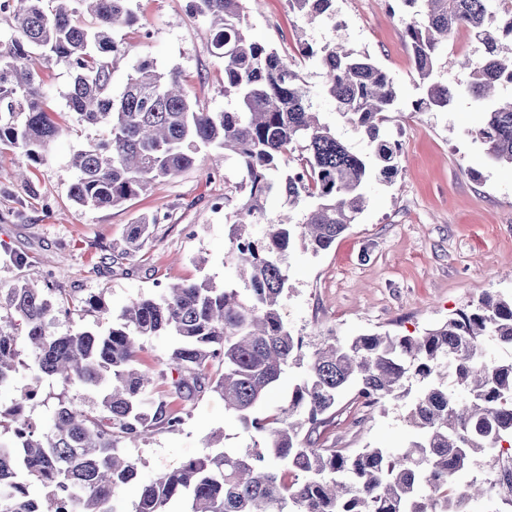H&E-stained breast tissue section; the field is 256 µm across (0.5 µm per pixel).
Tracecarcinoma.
<instances>
[{
	"label": "carcinoma",
	"instance_id": "cac0c4a2",
	"mask_svg": "<svg viewBox=\"0 0 512 512\" xmlns=\"http://www.w3.org/2000/svg\"><path fill=\"white\" fill-rule=\"evenodd\" d=\"M130 0H0L15 33L0 39V144L19 149L21 166L42 158L61 133L49 111L38 68L64 66L73 76L68 107L78 122L106 128V137L73 154L69 187L81 208L115 206L147 192L157 181L191 168L199 145L224 149L242 170L247 191L231 224V258L245 291L207 283L172 285L124 307L104 332L81 328L57 333L69 314L66 289L53 274L44 286L18 281L0 291V389L28 374L33 380L77 383L97 394L100 408L86 411L65 392L54 396L46 428L23 432L18 408L27 394L0 403V512H117L125 486L138 480L130 446L154 429L180 431L183 407L213 392L244 429L257 434L244 450H210L140 484L131 512H478L496 498L512 512V359L487 355V339L512 348V296L486 293L421 336L389 333L327 336L304 350L281 312L288 291L282 264L295 238L314 251L329 249L361 213L373 178L398 172L401 144L381 135L396 111L393 79L371 56L339 42L320 50L324 92L336 119L367 138L362 153L321 118L299 75L276 49L252 39L242 0H192L209 21L212 46L224 59V96L236 106L195 109L178 72L158 71L148 60L131 66L119 93L114 73L130 50L112 37L138 17ZM333 0H289L313 21L339 27ZM406 23L415 72L427 84L421 108H446L462 93L483 105L485 121L472 131L488 158L512 166V100L492 91L512 85V0H396ZM464 28L483 46L466 59L464 86L432 80L448 36ZM306 154L285 179L293 147ZM272 193L313 200L303 222L288 215L256 230ZM129 225L123 259L140 246L150 224ZM174 338L168 370L140 367L139 340ZM297 368L301 374L277 412L261 415L271 389ZM421 390L409 412L415 437L401 448H361L351 454L322 448L313 434L348 393L381 407L405 396L407 373ZM37 486L43 495L31 493ZM429 489L430 495L423 493Z\"/></svg>",
	"mask_w": 512,
	"mask_h": 512
}]
</instances>
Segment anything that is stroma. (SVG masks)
I'll use <instances>...</instances> for the list:
<instances>
[{
    "label": "stroma",
    "instance_id": "stroma-1",
    "mask_svg": "<svg viewBox=\"0 0 512 512\" xmlns=\"http://www.w3.org/2000/svg\"><path fill=\"white\" fill-rule=\"evenodd\" d=\"M189 0H132L140 21L115 30L132 59H148L162 71H178L190 99L211 112L223 110L224 61L212 46L209 23L192 14ZM394 0H335L340 28L303 21L288 0H243L251 38L276 48L307 84L314 108L334 122L355 150L367 142L336 120L323 92L322 67L300 54L344 42L386 69L398 90L397 117L385 122L384 136L402 145L399 172L391 182L371 181L367 202L349 230L331 248L313 252L290 247L283 272L291 287L282 314L296 334L316 343L322 336L390 332L422 335L456 311L477 304L486 292L512 293V166L487 158L471 132L484 116L467 95L445 109L414 110L423 90L406 44V23L391 15ZM480 45L466 31L448 40L439 56L436 78L465 82L464 59H477ZM47 104L57 112L62 135L43 161L28 173L36 193L16 177L18 155L0 145V289L20 279L52 273L66 288L72 316H60L57 329L108 325L132 300L154 295L166 285L206 281L221 288L235 284L229 230L242 197L240 165L223 151L204 148L193 168L155 183L138 198L114 207L76 208L69 198L73 152L100 138L103 127L79 124L66 95L71 76L53 63L40 72ZM161 216L142 246L115 263L108 255L130 224ZM10 253L26 256L18 267ZM103 294L105 310H84L88 296ZM408 401H392L357 416L350 395H343L331 422L321 429L324 448L365 446L398 448L414 429L406 419ZM182 431H154L130 454L142 477L151 478L202 454L210 433L223 429V445L246 448L255 434L231 425L224 401L205 395L185 407Z\"/></svg>",
    "mask_w": 512,
    "mask_h": 512
}]
</instances>
